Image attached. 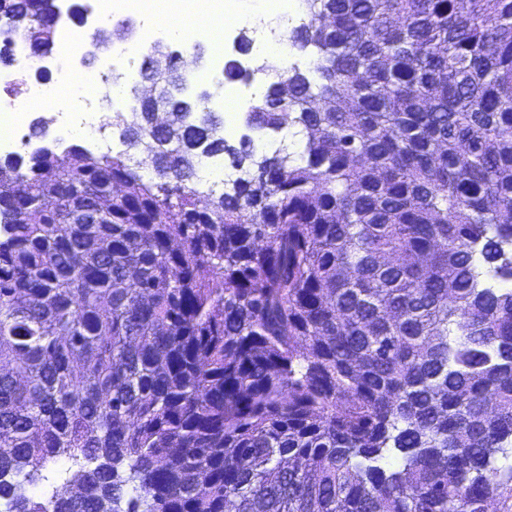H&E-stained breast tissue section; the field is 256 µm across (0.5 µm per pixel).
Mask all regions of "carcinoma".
<instances>
[{"label": "carcinoma", "mask_w": 512, "mask_h": 512, "mask_svg": "<svg viewBox=\"0 0 512 512\" xmlns=\"http://www.w3.org/2000/svg\"><path fill=\"white\" fill-rule=\"evenodd\" d=\"M54 0H0L36 56ZM228 143L112 113L123 153L0 161V501L8 512H512V0H307ZM241 171L195 188L199 153ZM114 182L107 211L88 210ZM77 465L66 494L22 492ZM505 463H500V460Z\"/></svg>", "instance_id": "carcinoma-1"}]
</instances>
